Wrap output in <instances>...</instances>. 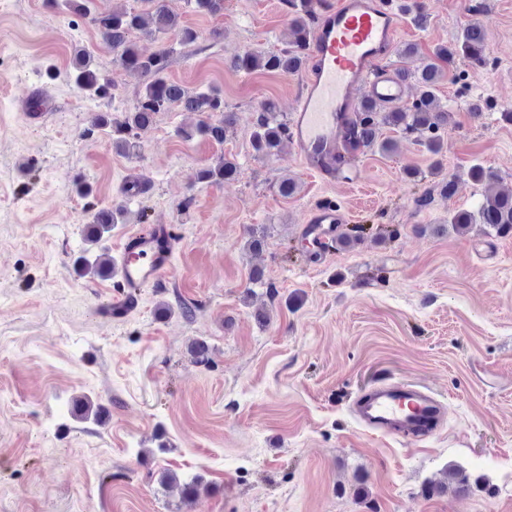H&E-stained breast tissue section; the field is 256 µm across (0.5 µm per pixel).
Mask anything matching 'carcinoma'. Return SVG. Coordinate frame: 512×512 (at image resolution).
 <instances>
[{"label": "carcinoma", "mask_w": 512, "mask_h": 512, "mask_svg": "<svg viewBox=\"0 0 512 512\" xmlns=\"http://www.w3.org/2000/svg\"><path fill=\"white\" fill-rule=\"evenodd\" d=\"M66 6L88 18L99 35L101 42L115 56L124 70L138 75L143 81V92L132 112L123 113L122 118L113 116L114 102L118 97L116 82L103 75L93 63L90 51L75 50L70 70L61 73L48 68L46 75L52 79L65 75L68 81L83 95L98 101L106 109L95 114L92 126L112 138V147L124 155H132L139 148V139L153 125L154 116L159 112L181 110L198 116L197 123L189 129H180L184 139L196 135L204 136L218 144L224 142L227 129L233 124L235 113L225 110L224 96L214 88L207 90L189 89L166 76L175 47H164L151 53H141L133 37L137 34L159 38L175 34L179 45L197 40V32L190 27H181L175 15L167 8L166 0H144L145 10L116 7L110 12L92 11V0H65ZM195 12L217 14L224 10V0H185ZM291 14L293 39L286 47L271 52L245 51L236 55L232 66L237 71L251 73L257 70L271 73L294 74L299 72L306 60L311 44V20L315 10L314 0H286ZM486 26L472 23L465 27L456 42L440 45L433 51L430 61L417 73L404 69L396 70L404 80H413L418 95L409 104L386 107L365 100L359 104L358 112L350 121L346 138L349 144L364 145L369 150L382 154L393 152V141L383 137V129L393 128L405 135L428 132V151L437 155L442 150L439 132L448 125V105L437 95L440 81L449 74L456 62L463 61L471 67H482L486 63ZM221 119L212 120L215 114ZM288 129V117L280 112L272 101L261 103L251 134V144L256 155H274L284 140ZM238 174L236 163L219 158V161L197 170L193 178L197 181L221 183L234 179ZM468 175L476 182L488 185L478 207L474 210H457L450 213L448 224L458 234L467 233L473 225L481 224L497 234L512 232V191L494 190L498 174L490 168L474 164ZM127 212L123 205L115 208H101L91 215L86 241L99 243L112 231L118 217ZM109 255L103 251L94 256L82 254L75 261L76 272L81 276L104 278L107 276ZM447 480L466 491L470 487V475L464 470L450 466Z\"/></svg>", "instance_id": "1"}]
</instances>
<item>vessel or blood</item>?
<instances>
[{
	"label": "vessel or blood",
	"instance_id": "b4317fda",
	"mask_svg": "<svg viewBox=\"0 0 512 512\" xmlns=\"http://www.w3.org/2000/svg\"><path fill=\"white\" fill-rule=\"evenodd\" d=\"M399 26L400 16L387 0H321L304 90L288 129L291 151L315 175L335 179L344 124L361 99L392 105L407 98L406 82L380 66L394 48ZM346 220L336 203L323 202L308 211L303 232L332 240ZM177 244L169 224L141 228L123 239L116 266L124 291L101 310L104 322L124 321L138 307L142 290L170 269ZM353 412L376 435L422 441L438 433L447 407L429 390L385 377L354 399Z\"/></svg>",
	"mask_w": 512,
	"mask_h": 512
}]
</instances>
